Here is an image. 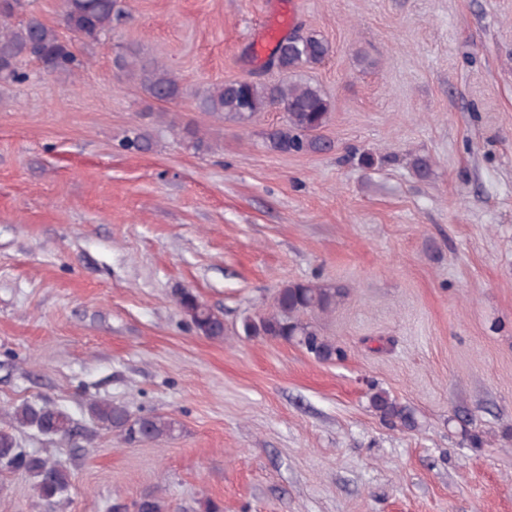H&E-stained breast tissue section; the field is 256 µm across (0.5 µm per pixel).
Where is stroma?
I'll list each match as a JSON object with an SVG mask.
<instances>
[{
  "label": "stroma",
  "mask_w": 512,
  "mask_h": 512,
  "mask_svg": "<svg viewBox=\"0 0 512 512\" xmlns=\"http://www.w3.org/2000/svg\"><path fill=\"white\" fill-rule=\"evenodd\" d=\"M126 5L76 44V74L33 61L0 84V428L25 401L70 414L62 446L14 428L64 452L63 512L150 493L170 512H512V0ZM271 29L331 46L304 73L331 102L329 151L270 150L276 109L241 124L196 108L211 85L278 80L253 56ZM130 44L181 99L118 73ZM135 128L150 151L123 148ZM298 281L347 288L318 319L342 357L243 334ZM186 290L223 313V340L187 323ZM379 390L415 428L382 419ZM93 400L176 430L127 443ZM0 512L51 510L17 473Z\"/></svg>",
  "instance_id": "35a3bbf8"
}]
</instances>
